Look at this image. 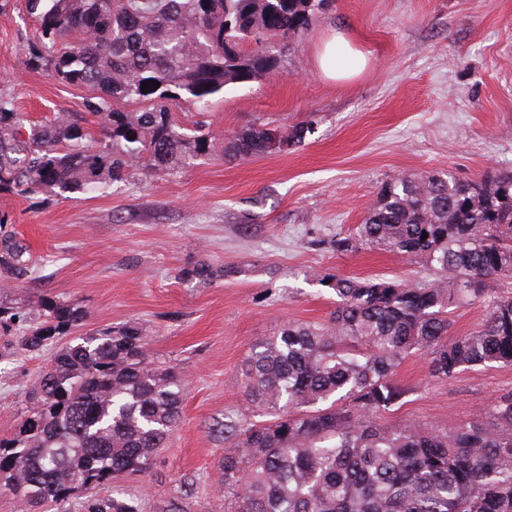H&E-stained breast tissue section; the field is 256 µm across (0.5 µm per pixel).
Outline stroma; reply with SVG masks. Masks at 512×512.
Listing matches in <instances>:
<instances>
[{"instance_id":"1","label":"stroma","mask_w":512,"mask_h":512,"mask_svg":"<svg viewBox=\"0 0 512 512\" xmlns=\"http://www.w3.org/2000/svg\"><path fill=\"white\" fill-rule=\"evenodd\" d=\"M342 33L368 59L346 80L325 78L319 51ZM36 39L25 0L0 9V96L31 120L84 112L89 90L21 60ZM274 73L230 85L200 113L169 108L184 126H209L208 156L172 175L137 173L93 193L0 194L35 257L18 296L49 292L84 306L90 330L139 327L150 361L186 377L183 418L149 473L102 487L138 512H235L224 491L225 417L247 412L239 382L253 344L288 323L328 319L336 305L320 274L427 281L421 264L383 246L341 254L380 188L398 175L473 179L512 171V0H333L313 25L273 43ZM250 128L305 131L302 144L228 162ZM213 279L190 277L196 266ZM49 353L0 361V437L15 433L27 390ZM413 393L374 413L382 426L442 431L512 392V366L490 363L455 379L430 377L415 354L396 371Z\"/></svg>"}]
</instances>
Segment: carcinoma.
<instances>
[{
	"instance_id": "1",
	"label": "carcinoma",
	"mask_w": 512,
	"mask_h": 512,
	"mask_svg": "<svg viewBox=\"0 0 512 512\" xmlns=\"http://www.w3.org/2000/svg\"><path fill=\"white\" fill-rule=\"evenodd\" d=\"M322 2L26 0L37 42L23 65L91 90L94 101L88 115L59 112L34 123L0 99V191L90 193L209 155L204 125L186 132L168 103L184 97L203 109L226 86L274 71L270 41L303 34ZM132 103L143 109L127 110ZM90 115L101 119L98 138ZM268 138L266 129L245 131L228 156L262 154ZM370 245L435 278L408 285L324 275L336 294L330 318L290 323L252 347L242 384L252 412L268 420L224 423V488L236 512H512V392L446 432L369 419L411 394L395 372L416 353L441 381L488 363L512 365V295L495 288L512 275V172L391 179L335 249ZM31 262L0 215V332L27 355L59 345L18 432L0 440V490L23 512H73L77 492L89 493L81 512H138L130 499L91 491L151 470L182 418L185 376L147 359L137 326L79 335L84 307L50 294L8 297L30 279ZM477 302L486 306L483 324L453 335L451 308Z\"/></svg>"
}]
</instances>
